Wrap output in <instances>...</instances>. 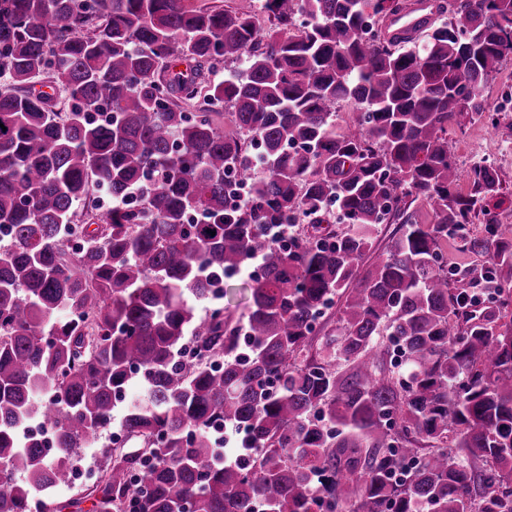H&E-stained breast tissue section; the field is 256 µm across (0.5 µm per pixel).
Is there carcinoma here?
I'll return each instance as SVG.
<instances>
[{
  "label": "carcinoma",
  "mask_w": 512,
  "mask_h": 512,
  "mask_svg": "<svg viewBox=\"0 0 512 512\" xmlns=\"http://www.w3.org/2000/svg\"><path fill=\"white\" fill-rule=\"evenodd\" d=\"M409 7L0 0V512H512V224L486 160L457 190L448 141L499 124L512 0L381 28ZM384 224L400 235L367 264ZM450 236L478 260L448 262ZM241 272L245 319L199 315ZM135 379L121 431L142 449L55 501ZM217 421L245 434L236 463Z\"/></svg>",
  "instance_id": "obj_1"
}]
</instances>
